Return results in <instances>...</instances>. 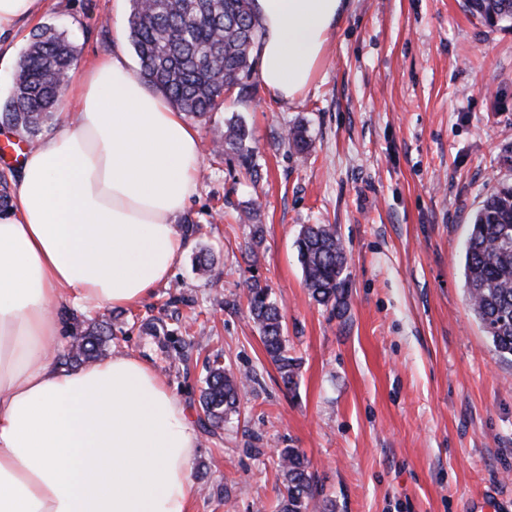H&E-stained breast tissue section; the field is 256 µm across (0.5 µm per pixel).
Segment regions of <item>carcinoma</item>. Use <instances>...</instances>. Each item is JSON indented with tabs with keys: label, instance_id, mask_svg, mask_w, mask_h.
Wrapping results in <instances>:
<instances>
[{
	"label": "carcinoma",
	"instance_id": "cac0c4a2",
	"mask_svg": "<svg viewBox=\"0 0 512 512\" xmlns=\"http://www.w3.org/2000/svg\"><path fill=\"white\" fill-rule=\"evenodd\" d=\"M252 0H130L128 28L140 60V74L188 116L204 119L232 90H247L260 32ZM484 24L512 27V0H465ZM77 47L65 32L44 26L33 35L18 62L13 95L0 122L31 143L49 127L68 86ZM248 127L238 118L224 124L220 147L237 154L240 164L258 176ZM287 141L299 153L308 148L301 125L288 129ZM296 247L310 297L338 314L348 307L346 252L334 224H304ZM464 277L470 308L495 352L512 362V183L501 181L477 211L464 243ZM247 309L267 355L287 389L296 385L298 364L289 355L283 316L269 289L254 281L246 287ZM77 345L57 363L71 366L99 358L112 329L98 324L74 329ZM251 376H238L219 359L209 365L201 403L209 426L218 428L238 414L240 396ZM284 475L278 512H333L319 499L310 462L297 448L277 452Z\"/></svg>",
	"mask_w": 512,
	"mask_h": 512
}]
</instances>
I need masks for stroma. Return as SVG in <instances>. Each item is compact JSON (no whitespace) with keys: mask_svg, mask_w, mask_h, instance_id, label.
<instances>
[{"mask_svg":"<svg viewBox=\"0 0 512 512\" xmlns=\"http://www.w3.org/2000/svg\"><path fill=\"white\" fill-rule=\"evenodd\" d=\"M129 0H45L42 14L0 37V110L37 29L80 30L77 61L123 51ZM193 120L202 165L179 225L189 249L143 304L59 312L113 323L116 350L154 354L188 409L198 441L194 512H276L280 448L300 449L335 512H512V365L469 308L463 243L483 200L512 181V29L489 27L462 0H352L319 79L277 102L250 77ZM252 132L253 179L213 140L231 117ZM307 130L310 148L284 141ZM260 215L252 245L238 222ZM335 225L345 246L348 310L317 305L294 241L302 225ZM211 252L213 272L192 256ZM267 286L297 358L286 390L246 309L245 284ZM253 377L238 420L209 430L200 404L207 362Z\"/></svg>","mask_w":512,"mask_h":512,"instance_id":"obj_1","label":"stroma"}]
</instances>
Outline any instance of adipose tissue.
Wrapping results in <instances>:
<instances>
[{
	"label": "adipose tissue",
	"instance_id": "ef3b65f1",
	"mask_svg": "<svg viewBox=\"0 0 512 512\" xmlns=\"http://www.w3.org/2000/svg\"><path fill=\"white\" fill-rule=\"evenodd\" d=\"M350 0H253L258 80L303 97ZM76 119L15 165L0 213V512H194L197 436L135 352L67 368L57 308H132L188 249L176 219L197 192L196 130L124 53L74 67Z\"/></svg>",
	"mask_w": 512,
	"mask_h": 512
}]
</instances>
